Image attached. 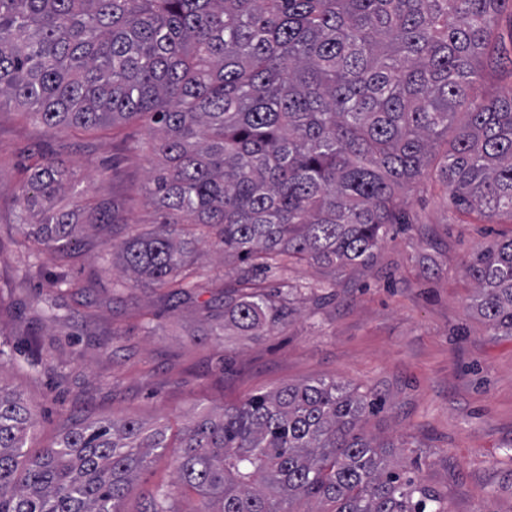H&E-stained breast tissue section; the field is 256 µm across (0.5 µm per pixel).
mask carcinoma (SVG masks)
<instances>
[{
    "instance_id": "obj_1",
    "label": "carcinoma",
    "mask_w": 512,
    "mask_h": 512,
    "mask_svg": "<svg viewBox=\"0 0 512 512\" xmlns=\"http://www.w3.org/2000/svg\"><path fill=\"white\" fill-rule=\"evenodd\" d=\"M506 10L512 0H0V102L47 130L147 122L159 219L120 246L123 273L170 304L196 301L201 230L241 265L205 335L262 336L302 289L266 291L265 270L368 263L412 223L397 192L430 169L456 210L512 222V90L475 92L484 67L512 66L494 52ZM66 171L47 158L21 191L48 252L72 233L50 206ZM466 274L471 307L512 338V238ZM22 353L0 341V370ZM375 406L325 379L254 394L185 424L177 481L200 495L193 512H446L361 431ZM34 421L0 378V512H122L170 447L162 427L100 418L32 452ZM170 499L149 490L142 512H177Z\"/></svg>"
}]
</instances>
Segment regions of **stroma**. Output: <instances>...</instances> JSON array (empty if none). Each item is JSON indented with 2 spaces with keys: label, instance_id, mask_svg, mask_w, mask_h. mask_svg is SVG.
<instances>
[{
  "label": "stroma",
  "instance_id": "1",
  "mask_svg": "<svg viewBox=\"0 0 512 512\" xmlns=\"http://www.w3.org/2000/svg\"><path fill=\"white\" fill-rule=\"evenodd\" d=\"M49 157L71 172L52 202L75 223L62 265L18 222L29 169ZM156 163L143 124L48 131L22 107L0 105V339H44L5 373L37 411L28 446L52 443L68 414L175 432L202 410L333 378L381 400L363 431L394 445L395 460L439 491L447 512H512V339L470 311L465 273L478 250L512 236L511 222L456 212L431 181L401 191L415 222L390 232L369 263L269 272L267 285L302 287L287 324L258 340L205 336L223 311L212 285L231 282L235 262L200 243V296L174 309L160 303V290L126 286L120 270L118 246L154 220L144 186ZM81 200L114 206L120 221L89 227L75 210ZM55 272L65 278L58 289L48 285ZM55 300L66 316L49 323ZM174 454L167 449L143 472L125 512H140V490L161 485L176 512H193L198 497L177 483Z\"/></svg>",
  "mask_w": 512,
  "mask_h": 512
}]
</instances>
